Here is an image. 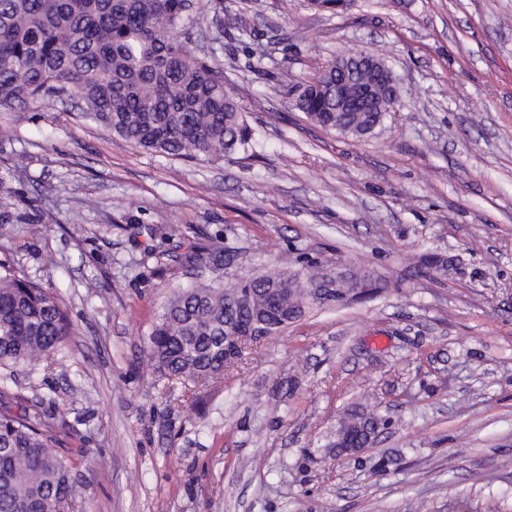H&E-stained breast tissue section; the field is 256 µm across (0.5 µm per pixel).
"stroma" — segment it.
<instances>
[{
	"label": "stroma",
	"instance_id": "obj_1",
	"mask_svg": "<svg viewBox=\"0 0 512 512\" xmlns=\"http://www.w3.org/2000/svg\"><path fill=\"white\" fill-rule=\"evenodd\" d=\"M224 89L255 155L175 159L77 108L0 112V262L60 299L53 366L15 367L12 411L62 430L63 512H512V0H224ZM369 53L399 101L372 135L293 107L338 57ZM224 250L204 280L284 264L366 280L254 344L218 379L162 375L147 338L183 257ZM447 263L430 267L427 255ZM390 418L348 459L339 415Z\"/></svg>",
	"mask_w": 512,
	"mask_h": 512
}]
</instances>
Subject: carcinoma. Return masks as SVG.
Segmentation results:
<instances>
[{"label":"carcinoma","mask_w":512,"mask_h":512,"mask_svg":"<svg viewBox=\"0 0 512 512\" xmlns=\"http://www.w3.org/2000/svg\"><path fill=\"white\" fill-rule=\"evenodd\" d=\"M189 0H0V108L29 102L47 109L69 97L104 130L141 149L176 158H219L252 148L239 102L224 90V72L188 45ZM336 91L324 73L301 86L295 107L336 130ZM222 263L216 249L186 256ZM322 278L284 267L247 279H220L174 289L149 336L165 376L195 383L224 374V330L263 317L268 336L289 322L264 314L265 287L287 292L280 303L299 316L320 307ZM71 334L60 299L0 263V367L49 360ZM346 436L375 429L363 411L344 413ZM61 440L28 408L0 414V512H61L72 499V470Z\"/></svg>","instance_id":"obj_1"}]
</instances>
